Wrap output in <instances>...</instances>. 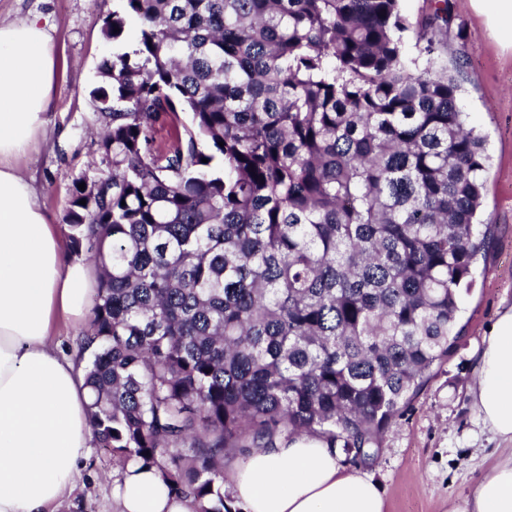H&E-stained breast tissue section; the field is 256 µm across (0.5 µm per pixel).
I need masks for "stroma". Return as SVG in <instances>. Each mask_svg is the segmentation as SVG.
I'll return each mask as SVG.
<instances>
[{"instance_id":"1","label":"stroma","mask_w":512,"mask_h":512,"mask_svg":"<svg viewBox=\"0 0 512 512\" xmlns=\"http://www.w3.org/2000/svg\"><path fill=\"white\" fill-rule=\"evenodd\" d=\"M452 21L443 57L459 62L464 87L460 104L486 138L489 168L481 208L494 225L483 270L460 294L461 337L447 361L384 435L375 460L343 456L345 469L370 476L386 512H448L485 474L498 440L473 409V361L499 311L512 306V52L502 50L471 8L470 0H448ZM119 0H0V22L39 19L56 61L53 101L46 123L11 164L37 186V202L68 236L65 218L75 181L100 175L92 132L98 113L90 96L100 81L99 65L112 44L102 28ZM109 454L91 451L78 478L73 503L62 512H112Z\"/></svg>"}]
</instances>
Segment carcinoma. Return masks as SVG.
<instances>
[{"label": "carcinoma", "instance_id": "1", "mask_svg": "<svg viewBox=\"0 0 512 512\" xmlns=\"http://www.w3.org/2000/svg\"><path fill=\"white\" fill-rule=\"evenodd\" d=\"M121 2L91 92L108 172L66 215L98 269L93 436L236 512L226 454L372 458L448 357L494 232L485 143L440 63L448 0L415 26L400 0Z\"/></svg>", "mask_w": 512, "mask_h": 512}]
</instances>
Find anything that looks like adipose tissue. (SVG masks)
I'll use <instances>...</instances> for the list:
<instances>
[{
  "mask_svg": "<svg viewBox=\"0 0 512 512\" xmlns=\"http://www.w3.org/2000/svg\"><path fill=\"white\" fill-rule=\"evenodd\" d=\"M500 46L512 50V0H471ZM38 21L0 23V512H58L76 488L93 439L89 392L76 356L51 345L58 321L86 320L94 270L65 254L33 185L11 164L43 128L55 59ZM470 396L502 442L496 462L449 512H512V306L483 339ZM243 512H385L372 478L347 471L321 436L255 448L226 475ZM113 512H192L162 472L117 468Z\"/></svg>",
  "mask_w": 512,
  "mask_h": 512,
  "instance_id": "1",
  "label": "adipose tissue"
}]
</instances>
